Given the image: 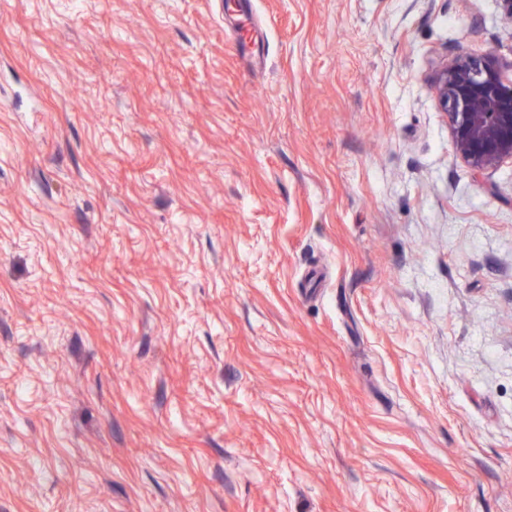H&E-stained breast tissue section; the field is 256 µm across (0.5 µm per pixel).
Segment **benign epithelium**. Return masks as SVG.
Here are the masks:
<instances>
[{"label": "benign epithelium", "mask_w": 512, "mask_h": 512, "mask_svg": "<svg viewBox=\"0 0 512 512\" xmlns=\"http://www.w3.org/2000/svg\"><path fill=\"white\" fill-rule=\"evenodd\" d=\"M456 154L475 170L512 161V79L492 54L461 55L435 78Z\"/></svg>", "instance_id": "1"}]
</instances>
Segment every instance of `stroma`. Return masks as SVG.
<instances>
[{"instance_id":"35a3bbf8","label":"stroma","mask_w":512,"mask_h":512,"mask_svg":"<svg viewBox=\"0 0 512 512\" xmlns=\"http://www.w3.org/2000/svg\"><path fill=\"white\" fill-rule=\"evenodd\" d=\"M0 0V512H512V162L432 79L499 0Z\"/></svg>"}]
</instances>
